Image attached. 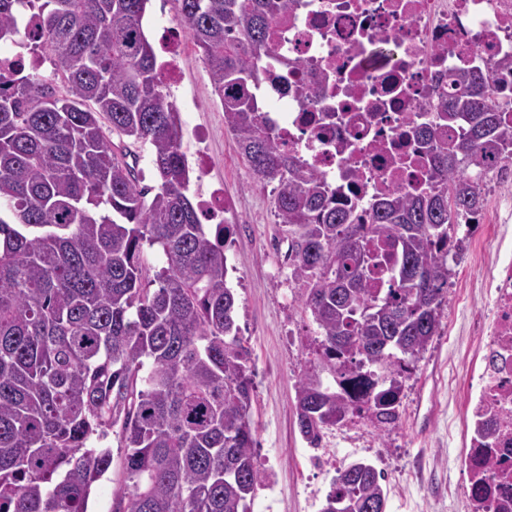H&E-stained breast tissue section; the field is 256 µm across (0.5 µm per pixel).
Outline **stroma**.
Listing matches in <instances>:
<instances>
[{
	"label": "stroma",
	"mask_w": 512,
	"mask_h": 512,
	"mask_svg": "<svg viewBox=\"0 0 512 512\" xmlns=\"http://www.w3.org/2000/svg\"><path fill=\"white\" fill-rule=\"evenodd\" d=\"M143 27L157 48L165 36L185 29L175 0H149ZM166 95L180 113L190 199L223 189L225 218L236 227L226 249L228 285L256 371L250 415L255 454L267 475L255 491L251 512H320L338 467L358 459L384 473L387 512H470L459 426L466 368L475 315L486 307L479 287L490 270L486 245L502 233L512 234V200L486 196L478 223L458 227L463 251L448 262L439 334L404 382L398 426L381 431L353 417L327 430L321 447L312 448L296 425L295 384L314 358L316 326L301 308L285 260L287 245L271 190L256 183L225 127L224 111L194 44H187L180 76ZM201 152L207 156L202 167L196 163ZM107 443L112 466L93 489L88 512H112L121 485L123 450L116 435H109Z\"/></svg>",
	"instance_id": "stroma-1"
}]
</instances>
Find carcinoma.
Listing matches in <instances>:
<instances>
[{"label":"carcinoma","mask_w":512,"mask_h":512,"mask_svg":"<svg viewBox=\"0 0 512 512\" xmlns=\"http://www.w3.org/2000/svg\"><path fill=\"white\" fill-rule=\"evenodd\" d=\"M149 0H0V41L24 33L65 93L0 72V512H88L112 466L113 512H250L265 480L249 416L255 369L234 318L224 247L187 195L181 121L162 91L142 19ZM252 174L273 186L318 327L316 357L295 385L312 448L348 417L380 430L400 420L404 380L438 333L448 239L483 207L481 180L512 146L494 71L456 75L438 118L461 135L436 146L434 185L394 192L368 215L280 148L254 86L275 63L273 28L289 0H176ZM118 137L113 142L103 123ZM149 146L158 185L142 184ZM392 243V287H368ZM158 247L156 270L144 246ZM384 475L358 460L337 470L321 512H371ZM107 443L112 449V467L92 490L89 512H112L113 501L121 485L123 448L119 447L115 432L109 435Z\"/></svg>","instance_id":"carcinoma-1"}]
</instances>
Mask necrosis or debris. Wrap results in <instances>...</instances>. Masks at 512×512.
Listing matches in <instances>:
<instances>
[{"label": "necrosis or debris", "mask_w": 512, "mask_h": 512, "mask_svg": "<svg viewBox=\"0 0 512 512\" xmlns=\"http://www.w3.org/2000/svg\"><path fill=\"white\" fill-rule=\"evenodd\" d=\"M273 43L277 66L262 99L278 145L297 153L369 212L387 193L431 184L422 128L453 78L512 58V0H290ZM488 316L470 370V512H512V241L488 248Z\"/></svg>", "instance_id": "4bbe7bcc"}]
</instances>
